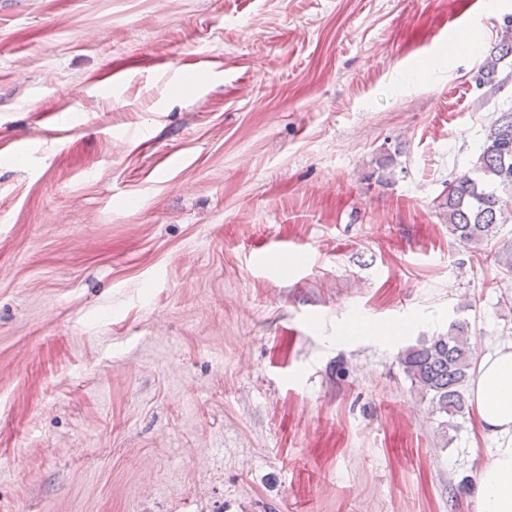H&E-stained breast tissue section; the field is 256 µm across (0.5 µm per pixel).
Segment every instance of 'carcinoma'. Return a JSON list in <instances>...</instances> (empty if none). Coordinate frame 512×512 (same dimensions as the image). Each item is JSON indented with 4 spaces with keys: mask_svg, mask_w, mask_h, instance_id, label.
<instances>
[{
    "mask_svg": "<svg viewBox=\"0 0 512 512\" xmlns=\"http://www.w3.org/2000/svg\"><path fill=\"white\" fill-rule=\"evenodd\" d=\"M510 56L512 35L506 33L479 67L476 85L504 84L508 77L501 76L500 63ZM437 208L446 215L448 231L475 247L497 237L500 225L512 223V108L491 123L472 169L446 183ZM492 258L504 274H512V244L494 252ZM400 362L432 411L446 416L440 428L454 427L453 418L466 409L461 389L474 377L477 362L468 324L455 322L448 335L407 348Z\"/></svg>",
    "mask_w": 512,
    "mask_h": 512,
    "instance_id": "carcinoma-1",
    "label": "carcinoma"
}]
</instances>
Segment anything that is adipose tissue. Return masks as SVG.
Returning <instances> with one entry per match:
<instances>
[{"label":"adipose tissue","mask_w":512,"mask_h":512,"mask_svg":"<svg viewBox=\"0 0 512 512\" xmlns=\"http://www.w3.org/2000/svg\"><path fill=\"white\" fill-rule=\"evenodd\" d=\"M479 425L494 441L476 479L480 512H512V342L476 364L470 388Z\"/></svg>","instance_id":"adipose-tissue-1"}]
</instances>
